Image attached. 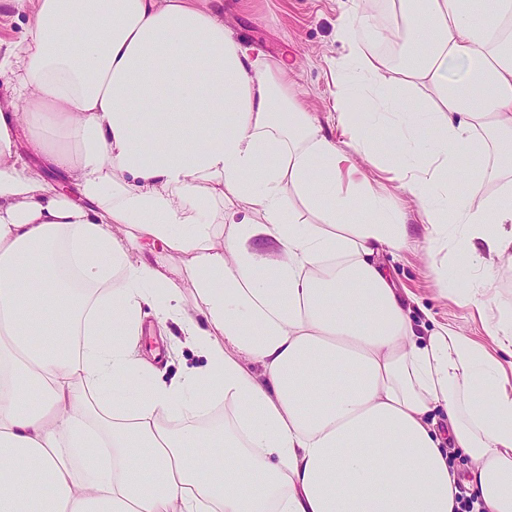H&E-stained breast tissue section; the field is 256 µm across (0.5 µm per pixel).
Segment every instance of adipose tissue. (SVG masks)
Segmentation results:
<instances>
[{
	"label": "adipose tissue",
	"mask_w": 512,
	"mask_h": 512,
	"mask_svg": "<svg viewBox=\"0 0 512 512\" xmlns=\"http://www.w3.org/2000/svg\"><path fill=\"white\" fill-rule=\"evenodd\" d=\"M4 2L27 33L0 52V512H456L463 486L512 512V307L487 297L512 260V0H350L339 140L287 54L196 0ZM397 189L489 345L418 333L381 263L407 247ZM148 314L203 365L156 380Z\"/></svg>",
	"instance_id": "1"
}]
</instances>
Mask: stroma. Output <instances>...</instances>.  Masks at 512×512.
<instances>
[{
    "mask_svg": "<svg viewBox=\"0 0 512 512\" xmlns=\"http://www.w3.org/2000/svg\"><path fill=\"white\" fill-rule=\"evenodd\" d=\"M224 22L238 35L276 53L289 48L297 58V81L306 101L326 121L335 103L328 82L327 61L344 49L335 39L339 0H223ZM326 133L335 134L328 125ZM411 245L398 256L383 254L382 263L406 299L414 324L448 322L461 327L478 342H487L483 323L471 312L444 298L438 290L432 259L425 251L423 217L412 198L399 196Z\"/></svg>",
    "mask_w": 512,
    "mask_h": 512,
    "instance_id": "35a3bbf8",
    "label": "stroma"
}]
</instances>
